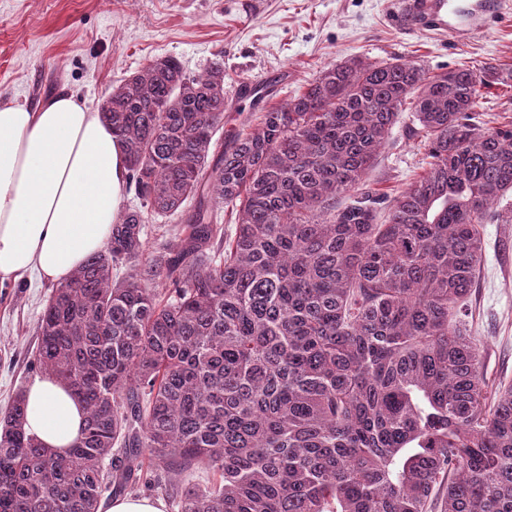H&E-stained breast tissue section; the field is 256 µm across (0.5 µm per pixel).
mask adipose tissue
Here are the masks:
<instances>
[{
	"label": "adipose tissue",
	"mask_w": 512,
	"mask_h": 512,
	"mask_svg": "<svg viewBox=\"0 0 512 512\" xmlns=\"http://www.w3.org/2000/svg\"><path fill=\"white\" fill-rule=\"evenodd\" d=\"M122 146L99 113L66 93L30 107L0 94V284L57 285L103 251L127 182ZM24 429L66 452L85 411L55 378L25 391Z\"/></svg>",
	"instance_id": "ef3b65f1"
}]
</instances>
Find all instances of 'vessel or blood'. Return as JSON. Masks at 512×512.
Returning a JSON list of instances; mask_svg holds the SVG:
<instances>
[{
    "instance_id": "b4317fda",
    "label": "vessel or blood",
    "mask_w": 512,
    "mask_h": 512,
    "mask_svg": "<svg viewBox=\"0 0 512 512\" xmlns=\"http://www.w3.org/2000/svg\"><path fill=\"white\" fill-rule=\"evenodd\" d=\"M503 13V0H403L399 19L449 33L477 31Z\"/></svg>"
}]
</instances>
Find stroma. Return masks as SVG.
<instances>
[{
  "instance_id": "1",
  "label": "stroma",
  "mask_w": 512,
  "mask_h": 512,
  "mask_svg": "<svg viewBox=\"0 0 512 512\" xmlns=\"http://www.w3.org/2000/svg\"><path fill=\"white\" fill-rule=\"evenodd\" d=\"M398 0H0V92L33 105L71 93L97 110L119 80L174 56L187 75L224 65V133L252 112L240 82L269 86L273 102L318 72L357 57L413 61L431 71L485 68L483 120L512 116V12L479 32L452 35L397 21ZM424 150L401 113L366 181L394 198L423 174ZM485 258L467 301L489 387L512 384V223L484 227ZM52 290L29 277L0 285V413L40 372L37 319Z\"/></svg>"
}]
</instances>
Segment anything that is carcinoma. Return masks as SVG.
Listing matches in <instances>:
<instances>
[{"label":"carcinoma","instance_id":"1","mask_svg":"<svg viewBox=\"0 0 512 512\" xmlns=\"http://www.w3.org/2000/svg\"><path fill=\"white\" fill-rule=\"evenodd\" d=\"M488 87L350 59L221 140L223 65L168 56L115 86L99 112L141 208L36 325L82 436L64 454L28 436L17 393L0 512H99L144 485L177 512H512V384L487 396L466 328L483 225L512 223V120L474 112ZM405 107L429 168L389 204L362 179ZM173 215L147 249L148 217ZM199 467L212 485L184 482Z\"/></svg>","mask_w":512,"mask_h":512}]
</instances>
